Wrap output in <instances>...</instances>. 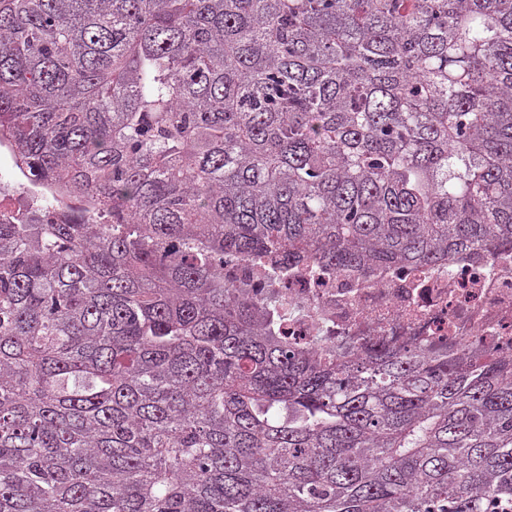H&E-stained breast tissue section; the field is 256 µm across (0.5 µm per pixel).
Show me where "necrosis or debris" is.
Masks as SVG:
<instances>
[{
    "label": "necrosis or debris",
    "instance_id": "obj_1",
    "mask_svg": "<svg viewBox=\"0 0 512 512\" xmlns=\"http://www.w3.org/2000/svg\"><path fill=\"white\" fill-rule=\"evenodd\" d=\"M34 213L12 156L0 151V214ZM279 293L282 335L331 346L341 360L373 346L512 357V254L464 252L435 267L350 268L312 274L299 265Z\"/></svg>",
    "mask_w": 512,
    "mask_h": 512
}]
</instances>
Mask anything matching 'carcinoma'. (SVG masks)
Listing matches in <instances>:
<instances>
[{"label":"carcinoma","instance_id":"1","mask_svg":"<svg viewBox=\"0 0 512 512\" xmlns=\"http://www.w3.org/2000/svg\"><path fill=\"white\" fill-rule=\"evenodd\" d=\"M0 143V512H512V357L270 290L512 251V0H0ZM23 179L18 172L12 156L5 152L0 151V214L10 213L19 221H14L13 224H30L24 222L27 217L36 214L41 216L42 212L36 211L35 207L29 205L28 198L26 197V187H23ZM23 219V222L20 221ZM262 270L256 267L252 262L237 260L232 263H226L224 257V282L237 285L244 280L256 281L260 278Z\"/></svg>","mask_w":512,"mask_h":512}]
</instances>
